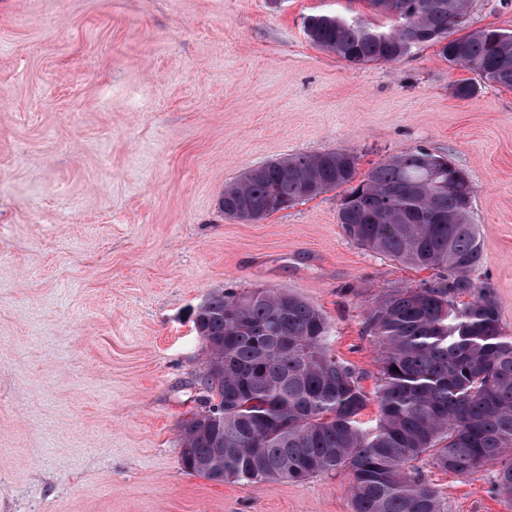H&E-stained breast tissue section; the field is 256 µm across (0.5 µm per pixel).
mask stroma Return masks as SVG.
<instances>
[{
    "instance_id": "stroma-1",
    "label": "stroma",
    "mask_w": 512,
    "mask_h": 512,
    "mask_svg": "<svg viewBox=\"0 0 512 512\" xmlns=\"http://www.w3.org/2000/svg\"><path fill=\"white\" fill-rule=\"evenodd\" d=\"M336 0H0V512H352L351 477L217 483L187 472L179 426L215 290L297 295L374 394L369 308L443 273L373 253L337 192L256 222L219 197L250 167L348 148L357 180L422 146L465 170L512 334V90L425 45L351 66L313 46ZM448 512H512L499 463H420Z\"/></svg>"
}]
</instances>
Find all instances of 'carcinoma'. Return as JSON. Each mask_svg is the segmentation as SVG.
Wrapping results in <instances>:
<instances>
[{
	"label": "carcinoma",
	"mask_w": 512,
	"mask_h": 512,
	"mask_svg": "<svg viewBox=\"0 0 512 512\" xmlns=\"http://www.w3.org/2000/svg\"><path fill=\"white\" fill-rule=\"evenodd\" d=\"M382 24L350 8L303 18L311 43L351 66L397 62L426 45L482 81L512 88V32L472 27L470 0H367ZM423 147L393 155L355 182L349 149L295 154L256 165L224 187L219 208L263 219L343 189L339 223L366 249L448 274L437 286L396 288L369 312L380 364L378 418L358 420L368 396L355 369L327 347L330 326L303 299L271 288L218 289L193 325L208 333L196 397L220 399L224 419L179 429L184 468L212 481L257 486L346 470L353 512H447L416 463L470 474L505 460L497 492L512 502V336L481 279L468 173ZM467 294L469 301L457 296Z\"/></svg>",
	"instance_id": "obj_1"
}]
</instances>
